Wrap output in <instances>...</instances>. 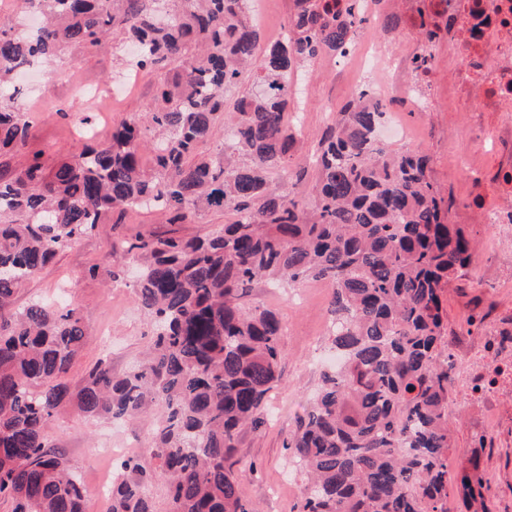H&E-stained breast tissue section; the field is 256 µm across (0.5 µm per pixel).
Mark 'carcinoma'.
<instances>
[{
    "instance_id": "obj_1",
    "label": "carcinoma",
    "mask_w": 512,
    "mask_h": 512,
    "mask_svg": "<svg viewBox=\"0 0 512 512\" xmlns=\"http://www.w3.org/2000/svg\"><path fill=\"white\" fill-rule=\"evenodd\" d=\"M27 2L45 17L36 31L0 23V155L30 137L14 76L72 44L99 47L118 32L139 46L130 66L172 78L145 113L151 170L136 121L49 171L40 151L22 169L0 164V499L12 512H87L83 482L45 434L74 403L121 422L162 410L148 445L155 469L123 459L110 512H157L156 474L169 512H251L226 462L241 432L264 424L284 326L240 299L259 280L287 279L333 286L341 357L286 442L308 475L299 512H438L452 439L443 297L471 243L448 223L429 157L381 147L385 112L362 90L319 140L311 201L280 194L272 178L288 173L296 144L284 122L288 75L345 53L365 22L356 3L294 0L287 32L266 41L248 0ZM245 82L253 89L227 107L225 93ZM221 117L224 157L198 155ZM201 206L230 222L204 238L122 247L153 322L149 352L121 375L100 362L71 390L66 375L85 338L78 312L16 311L15 294L109 209H154L177 224ZM457 480L465 512H489L479 456Z\"/></svg>"
}]
</instances>
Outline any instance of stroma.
<instances>
[{
    "instance_id": "1",
    "label": "stroma",
    "mask_w": 512,
    "mask_h": 512,
    "mask_svg": "<svg viewBox=\"0 0 512 512\" xmlns=\"http://www.w3.org/2000/svg\"><path fill=\"white\" fill-rule=\"evenodd\" d=\"M432 51L439 96L436 111L400 112L396 118L419 137L420 150L431 158L432 181L448 206L449 222L461 225L473 244L467 266L458 271L445 297L448 342L457 352L472 337L482 335L484 325L503 329L512 324V307L497 300L501 289L512 291V112H484L478 103L450 100L448 89L467 62L455 42L445 38ZM129 58L128 46L116 34L100 48L69 46L43 62L37 73L18 79L32 127L27 147L8 156L10 166L25 167L31 152L38 150L47 165H56L79 147V128H91L104 138L114 124L141 119L160 75L129 74ZM359 79L355 64L338 66L332 55L318 56L290 76L297 92L289 96L287 112L299 129L292 165L305 168L306 175L299 183L283 178L281 193L296 188L311 192L316 177L311 157L337 111L353 99ZM465 153L474 156L477 175L464 176L452 169V158ZM489 209L499 214L497 227L482 222ZM226 222L223 210L216 208L189 214L181 224L165 223L152 210L124 215L106 211L93 232L60 251L51 265L18 291L14 307L21 310L40 301L77 308L86 338L67 375L71 388H79L85 374L101 360L114 373H123L141 358L153 327L135 301L132 282L111 276L124 262L122 255L113 254V243L129 244L142 236H205ZM94 266L99 269L95 276L90 273ZM331 295V285L323 281L261 280L245 298L249 307L275 312L284 325L282 379L267 395L264 426L241 433L235 457V471L256 512H298L304 476L294 467L293 451L285 442L321 383V360L331 351ZM474 313L482 316V324L467 326V317ZM483 418L477 403L454 396L448 468L459 471L472 456H479L482 471L490 477L489 512H505L512 503V449L476 447L473 434ZM156 419L151 412L132 421L112 422L73 405L58 409L51 418L48 438L69 458L88 489V512H108V500L97 490L111 482L119 460L107 456V449L144 448Z\"/></svg>"
}]
</instances>
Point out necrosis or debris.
<instances>
[{
	"instance_id": "1",
	"label": "necrosis or debris",
	"mask_w": 512,
	"mask_h": 512,
	"mask_svg": "<svg viewBox=\"0 0 512 512\" xmlns=\"http://www.w3.org/2000/svg\"><path fill=\"white\" fill-rule=\"evenodd\" d=\"M403 15L410 27H418L421 16H432L441 32L457 36V51L468 62L465 77L454 87L459 99L479 103L484 112H512V0H405ZM346 58L364 57L365 66L380 70L393 84L404 110L429 112L437 100L431 72L416 75L414 82L397 84L401 62L386 63L352 43ZM457 392L468 400L483 402L491 409L489 422L477 435L499 434L501 396L512 393V346L501 337L483 336L472 344L468 360L454 372Z\"/></svg>"
}]
</instances>
